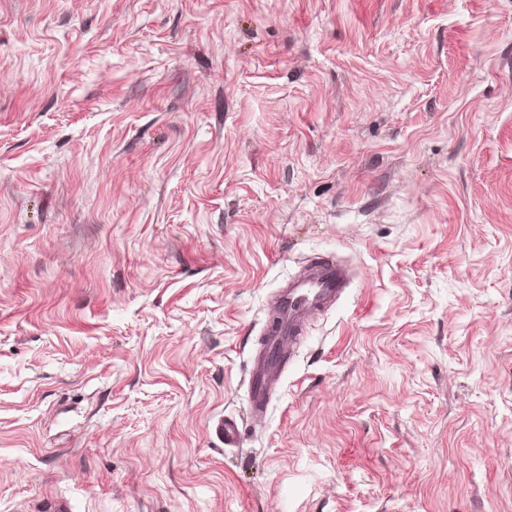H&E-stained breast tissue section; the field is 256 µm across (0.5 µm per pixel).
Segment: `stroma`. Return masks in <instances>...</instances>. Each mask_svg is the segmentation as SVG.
<instances>
[{
  "mask_svg": "<svg viewBox=\"0 0 512 512\" xmlns=\"http://www.w3.org/2000/svg\"><path fill=\"white\" fill-rule=\"evenodd\" d=\"M0 512H512V0H0ZM347 285V270L337 261L327 260L310 264L280 292L275 301L279 322L267 327L262 349L250 360L247 418L251 423L265 417L287 363V344L289 348L314 314L336 303Z\"/></svg>",
  "mask_w": 512,
  "mask_h": 512,
  "instance_id": "stroma-1",
  "label": "stroma"
}]
</instances>
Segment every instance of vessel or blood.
<instances>
[{
  "label": "vessel or blood",
  "mask_w": 512,
  "mask_h": 512,
  "mask_svg": "<svg viewBox=\"0 0 512 512\" xmlns=\"http://www.w3.org/2000/svg\"><path fill=\"white\" fill-rule=\"evenodd\" d=\"M347 285V270L338 262L327 260L311 264L280 292L275 301L279 322L267 327L262 349L250 360L247 413L250 422L265 417L287 363V345L300 335L314 314L336 303Z\"/></svg>",
  "instance_id": "1"
}]
</instances>
